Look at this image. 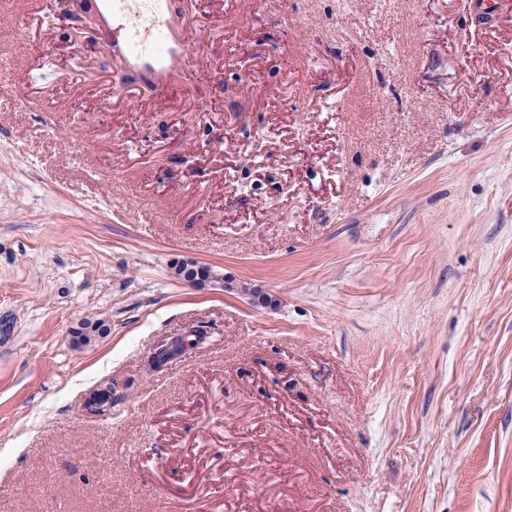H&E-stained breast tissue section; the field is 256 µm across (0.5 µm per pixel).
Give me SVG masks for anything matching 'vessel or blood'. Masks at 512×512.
Returning a JSON list of instances; mask_svg holds the SVG:
<instances>
[{"label":"vessel or blood","instance_id":"1","mask_svg":"<svg viewBox=\"0 0 512 512\" xmlns=\"http://www.w3.org/2000/svg\"><path fill=\"white\" fill-rule=\"evenodd\" d=\"M98 10L112 29L106 51L120 52L124 68L146 86L164 87L175 69L190 67L197 44L168 0H99Z\"/></svg>","mask_w":512,"mask_h":512}]
</instances>
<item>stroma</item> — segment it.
<instances>
[{
  "instance_id": "35a3bbf8",
  "label": "stroma",
  "mask_w": 512,
  "mask_h": 512,
  "mask_svg": "<svg viewBox=\"0 0 512 512\" xmlns=\"http://www.w3.org/2000/svg\"><path fill=\"white\" fill-rule=\"evenodd\" d=\"M48 3L0 0V512H512V0H196L119 97Z\"/></svg>"
}]
</instances>
